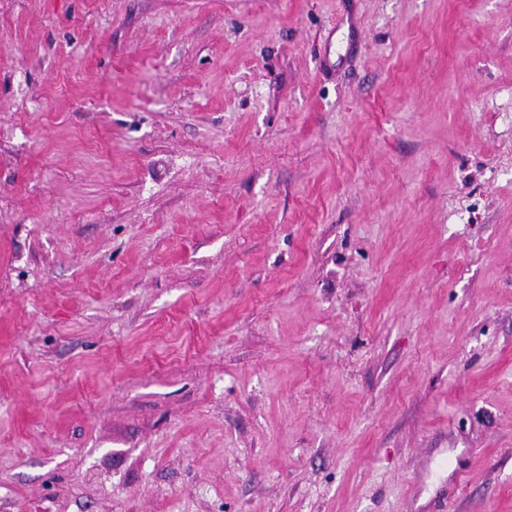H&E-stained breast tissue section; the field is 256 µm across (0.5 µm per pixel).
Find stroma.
<instances>
[{"label": "stroma", "instance_id": "stroma-1", "mask_svg": "<svg viewBox=\"0 0 512 512\" xmlns=\"http://www.w3.org/2000/svg\"><path fill=\"white\" fill-rule=\"evenodd\" d=\"M0 512H512V0H0Z\"/></svg>", "mask_w": 512, "mask_h": 512}]
</instances>
